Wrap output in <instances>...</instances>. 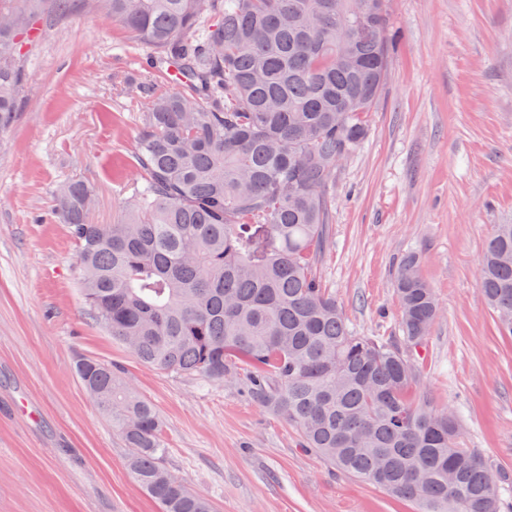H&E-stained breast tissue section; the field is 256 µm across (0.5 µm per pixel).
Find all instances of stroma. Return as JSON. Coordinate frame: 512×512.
<instances>
[{"mask_svg": "<svg viewBox=\"0 0 512 512\" xmlns=\"http://www.w3.org/2000/svg\"><path fill=\"white\" fill-rule=\"evenodd\" d=\"M389 25L383 93L329 188L320 276L355 335L395 336L398 264L420 255L442 313L418 389L457 411L464 447L512 475V339L478 285L494 225L512 220V0H390ZM26 52L21 108L0 132V512H159L77 378L86 357L154 405L164 467L212 512H419L305 448L253 400L251 367L224 383L166 372L91 319L54 189L87 181L99 223L118 221L140 105L114 80L172 83L147 74L146 48L120 26L80 11L39 22Z\"/></svg>", "mask_w": 512, "mask_h": 512, "instance_id": "stroma-1", "label": "stroma"}]
</instances>
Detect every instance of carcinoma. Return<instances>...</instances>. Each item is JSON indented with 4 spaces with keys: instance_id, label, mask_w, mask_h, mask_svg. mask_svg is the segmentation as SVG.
<instances>
[{
    "instance_id": "obj_1",
    "label": "carcinoma",
    "mask_w": 512,
    "mask_h": 512,
    "mask_svg": "<svg viewBox=\"0 0 512 512\" xmlns=\"http://www.w3.org/2000/svg\"><path fill=\"white\" fill-rule=\"evenodd\" d=\"M41 0H0V131L21 104L24 47ZM119 24L179 89L143 83L133 151L139 182L117 223L96 194L61 183L53 211L78 246L94 319L141 361L222 382L256 369L253 396L338 472L426 512H500L507 473L459 446V420L417 396L412 350L440 313L406 256L395 340L356 336L318 267L329 247L336 167L362 143L390 66L389 0H50ZM479 288L512 338V222L494 225ZM79 379L132 453L161 512H211L162 464L156 409L112 366Z\"/></svg>"
}]
</instances>
